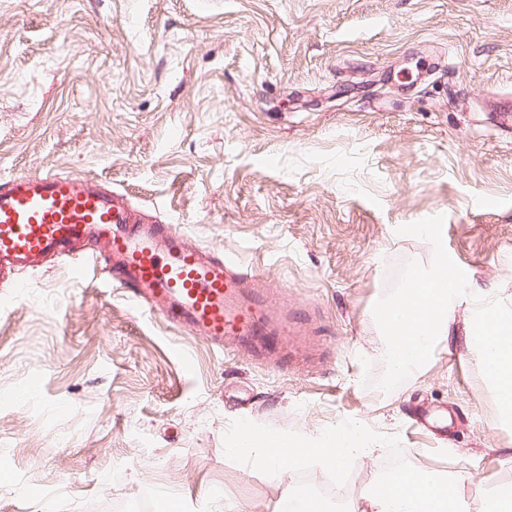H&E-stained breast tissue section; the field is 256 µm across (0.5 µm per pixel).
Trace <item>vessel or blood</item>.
I'll list each match as a JSON object with an SVG mask.
<instances>
[{
	"instance_id": "obj_1",
	"label": "vessel or blood",
	"mask_w": 512,
	"mask_h": 512,
	"mask_svg": "<svg viewBox=\"0 0 512 512\" xmlns=\"http://www.w3.org/2000/svg\"><path fill=\"white\" fill-rule=\"evenodd\" d=\"M76 252L105 262L133 308L256 364L296 369L317 348L311 319L297 316L287 291L234 255L216 257L176 225L136 217L124 195L49 172L0 181V273Z\"/></svg>"
}]
</instances>
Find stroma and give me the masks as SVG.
<instances>
[{"label": "stroma", "mask_w": 512, "mask_h": 512, "mask_svg": "<svg viewBox=\"0 0 512 512\" xmlns=\"http://www.w3.org/2000/svg\"><path fill=\"white\" fill-rule=\"evenodd\" d=\"M512 0H0V177L52 169L234 253L311 304L304 372L259 366L135 311L105 269L48 257L0 277V512H281L342 484L359 512L396 456L512 483V425L464 343L389 379L372 316L434 260L512 295ZM27 293L15 297L13 285ZM359 423L374 453L281 477L245 426Z\"/></svg>", "instance_id": "stroma-1"}]
</instances>
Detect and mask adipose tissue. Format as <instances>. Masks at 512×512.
<instances>
[{
  "label": "adipose tissue",
  "instance_id": "adipose-tissue-1",
  "mask_svg": "<svg viewBox=\"0 0 512 512\" xmlns=\"http://www.w3.org/2000/svg\"><path fill=\"white\" fill-rule=\"evenodd\" d=\"M436 254L427 270L374 311L386 340L390 372L395 377L411 375L432 355L436 345L463 340L477 355L502 416L511 419L512 300L489 290L473 289V319L469 325L457 327L454 307L463 276L446 250L439 248ZM231 446L283 474L301 461L343 469L374 452L361 426L355 423L315 437H274L245 429ZM365 501L367 512H466L459 480L413 468L400 469L377 482Z\"/></svg>",
  "mask_w": 512,
  "mask_h": 512
}]
</instances>
